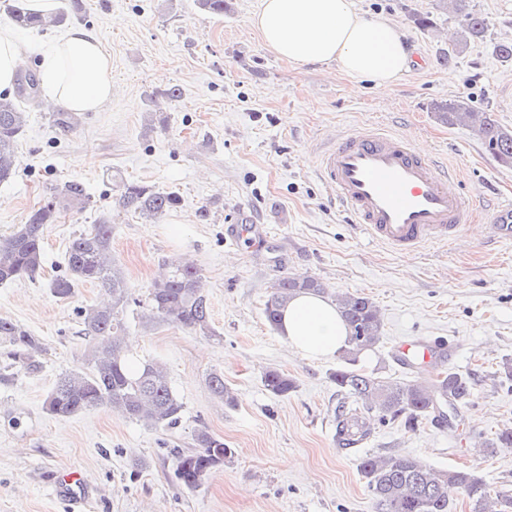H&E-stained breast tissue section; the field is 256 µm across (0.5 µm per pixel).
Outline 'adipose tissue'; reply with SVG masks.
Listing matches in <instances>:
<instances>
[{
  "label": "adipose tissue",
  "instance_id": "adipose-tissue-1",
  "mask_svg": "<svg viewBox=\"0 0 512 512\" xmlns=\"http://www.w3.org/2000/svg\"><path fill=\"white\" fill-rule=\"evenodd\" d=\"M251 23L277 57L300 67L333 63L380 89L395 85L412 61L403 26L361 14L354 0H260ZM39 80L48 100L75 114L97 112L112 99V60L97 37L72 27L44 53ZM280 334L305 358L325 360L345 347L348 329L335 304L303 293L283 309Z\"/></svg>",
  "mask_w": 512,
  "mask_h": 512
}]
</instances>
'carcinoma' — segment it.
I'll return each instance as SVG.
<instances>
[{"instance_id":"obj_1","label":"carcinoma","mask_w":512,"mask_h":512,"mask_svg":"<svg viewBox=\"0 0 512 512\" xmlns=\"http://www.w3.org/2000/svg\"><path fill=\"white\" fill-rule=\"evenodd\" d=\"M442 8L460 18L457 52H463L471 40L484 32L486 21L466 9V0H439ZM14 25L56 27L66 22L65 11L37 13L26 0H16L10 12ZM38 80L34 73L17 75L13 97L0 94V183L9 182L16 170V143L27 125L25 104L36 99ZM441 120L450 127H465L475 133L498 162L512 166V130L498 124L486 112H478L466 97H456L436 105ZM90 203L85 186L76 180L55 187L26 223L13 234L0 239V284L35 277L43 267L44 228L62 214L81 212ZM177 193L159 191L138 182L122 181L117 186L112 207L120 212L154 222L177 207ZM66 271L50 283L59 299L73 297L79 283L94 284L108 292L107 306L94 305L80 310L81 335L90 338L91 347L84 364L59 376L47 393L43 407L55 417H71L106 406L128 418L154 427L172 428L180 422L182 403L174 394L166 364L159 359L131 368L125 350L126 312L137 303L124 272L112 261V224L99 220L71 241L66 252ZM169 274L146 289L147 318L202 336H213L211 308L196 264L183 258L168 260ZM300 293L329 294L326 285L311 275L287 274L279 278L264 303V315L273 329L279 328L280 310ZM336 306L347 323L350 336L342 354V365L331 374L339 402L336 405V442L343 448L358 446L372 434L370 414L379 420L405 417L414 428L422 417L442 419L447 409L466 404L472 396L470 378L443 368L430 377L420 376L406 382L392 381L367 372L359 366L361 357L374 350L382 340L380 310L366 296L335 295ZM0 345L9 366L26 373L42 369V343L23 325L0 319ZM207 383L213 395L225 404H235L233 392L224 383V374L213 371ZM272 395L285 397L294 389L287 374L271 369L262 379ZM196 450L176 452V477L188 489L203 485L214 469L233 454L224 439L206 430L195 434ZM359 470L375 502L376 512H451L448 487L460 489L469 499L472 512H508L512 499H490L477 474L464 470L436 469L410 453L367 455L360 459Z\"/></svg>"}]
</instances>
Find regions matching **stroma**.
<instances>
[{
	"label": "stroma",
	"instance_id": "obj_1",
	"mask_svg": "<svg viewBox=\"0 0 512 512\" xmlns=\"http://www.w3.org/2000/svg\"><path fill=\"white\" fill-rule=\"evenodd\" d=\"M258 2L226 0L214 15L196 0H57L69 8L70 26L91 30L110 54L113 93L103 111L77 115L66 133L44 99L27 103L17 169L0 184V237L58 184L81 181L91 197L84 211L47 225L39 276L0 285V318L23 324L45 347L41 372L14 369L0 382V512H375L359 460L400 451L434 468L474 471L491 492L512 495V449L477 448L512 428V379L501 370L512 360V245L492 243L476 222L452 248L392 251L351 222L317 175L333 140L380 125L459 170L463 191L486 210L511 201L512 167L470 131L442 123L432 105L465 96L512 129V61L494 52L512 41V0H468L487 28L448 62L460 25L438 0H355L360 11L404 25L414 54L433 59L430 70L408 71L387 90L332 63L298 67L276 57L250 23ZM415 14L429 26L415 25ZM116 175L181 201L154 223L115 212ZM240 212L264 225L266 246L229 247L226 230ZM104 214L112 217V256L136 297L174 256L194 260L203 275L214 337L146 321L138 306L127 315L131 362L162 359L183 404L170 429L106 407L64 418L43 409L58 377L83 361L81 308L106 298L86 283L61 300L49 283L64 268L70 239ZM289 273L378 305L383 340L361 360L375 375L413 379L392 355L400 340L454 341L450 366L474 384L461 409L467 447L429 417L413 429L400 419L375 421L363 445L339 448L331 374L341 359L300 356L263 314L271 284ZM270 369L293 379L288 396L264 388ZM216 370L235 405L210 392ZM201 428L233 454L188 490L175 477V454L193 451Z\"/></svg>",
	"mask_w": 512,
	"mask_h": 512
}]
</instances>
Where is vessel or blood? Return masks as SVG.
<instances>
[{
	"instance_id": "obj_1",
	"label": "vessel or blood",
	"mask_w": 512,
	"mask_h": 512,
	"mask_svg": "<svg viewBox=\"0 0 512 512\" xmlns=\"http://www.w3.org/2000/svg\"><path fill=\"white\" fill-rule=\"evenodd\" d=\"M319 176L355 224L396 252L453 246L481 210L453 189L452 174L420 154L409 137L374 126L329 146ZM455 351V344L440 338L416 337L396 347L400 363L420 376L450 361Z\"/></svg>"
}]
</instances>
